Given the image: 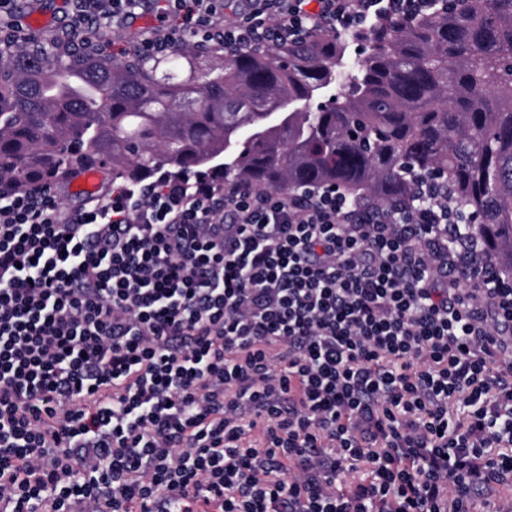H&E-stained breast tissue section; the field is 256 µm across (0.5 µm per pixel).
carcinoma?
Instances as JSON below:
<instances>
[{
  "label": "carcinoma",
  "mask_w": 512,
  "mask_h": 512,
  "mask_svg": "<svg viewBox=\"0 0 512 512\" xmlns=\"http://www.w3.org/2000/svg\"><path fill=\"white\" fill-rule=\"evenodd\" d=\"M90 166L128 182L168 167L263 191L334 185L382 207L437 176L512 275V0L155 59L0 27V181L35 189Z\"/></svg>",
  "instance_id": "obj_1"
}]
</instances>
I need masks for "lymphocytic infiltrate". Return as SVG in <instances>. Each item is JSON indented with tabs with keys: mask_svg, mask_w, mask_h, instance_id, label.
Listing matches in <instances>:
<instances>
[{
	"mask_svg": "<svg viewBox=\"0 0 512 512\" xmlns=\"http://www.w3.org/2000/svg\"><path fill=\"white\" fill-rule=\"evenodd\" d=\"M133 50L369 30L436 0H68ZM441 198L160 173L0 195V512H472L512 482V279Z\"/></svg>",
	"mask_w": 512,
	"mask_h": 512,
	"instance_id": "f902f5d3",
	"label": "lymphocytic infiltrate"
}]
</instances>
